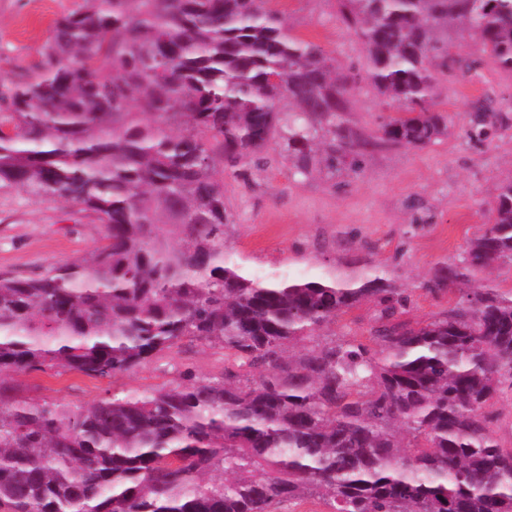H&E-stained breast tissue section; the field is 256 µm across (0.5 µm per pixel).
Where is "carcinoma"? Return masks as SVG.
<instances>
[{
  "label": "carcinoma",
  "mask_w": 512,
  "mask_h": 512,
  "mask_svg": "<svg viewBox=\"0 0 512 512\" xmlns=\"http://www.w3.org/2000/svg\"><path fill=\"white\" fill-rule=\"evenodd\" d=\"M365 56L345 69L273 0H83L53 21L40 66L0 80V187L74 203L106 226L82 258L0 271V512H512V448L492 428L512 389V177L445 276L475 287L423 322L383 273L254 277L227 252L224 168L277 146L294 173L360 168L374 146L448 128L438 74L466 33L512 73V0H326ZM393 107L350 125L360 82ZM506 125L475 107L469 136ZM363 299L369 335L325 330ZM190 338L224 374L71 409L6 380L115 378Z\"/></svg>",
  "instance_id": "1"
}]
</instances>
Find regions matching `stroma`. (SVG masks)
Returning <instances> with one entry per match:
<instances>
[{
	"instance_id": "stroma-1",
	"label": "stroma",
	"mask_w": 512,
	"mask_h": 512,
	"mask_svg": "<svg viewBox=\"0 0 512 512\" xmlns=\"http://www.w3.org/2000/svg\"><path fill=\"white\" fill-rule=\"evenodd\" d=\"M289 26L332 52L340 66L360 61L356 40L341 28L323 0H278ZM82 0H0V78L36 70L53 21ZM479 78L440 76L443 110L453 122L431 145L369 151L359 172L303 177L288 161L224 172L232 213L226 247L247 273L264 276H353L379 268L411 303L404 321L427 320L448 298L421 289L422 281L457 262L485 221L496 187L512 176V129L480 142L467 136L476 106L490 102L512 117V74L481 62ZM385 107L367 84L351 97V122L373 132ZM105 226L92 212L53 201L31 203L0 188V269L21 275L79 259L98 245ZM191 369L209 380L224 370V353L186 343L128 374L106 380L31 372L17 376L23 394L81 408L115 393H141L177 383Z\"/></svg>"
}]
</instances>
